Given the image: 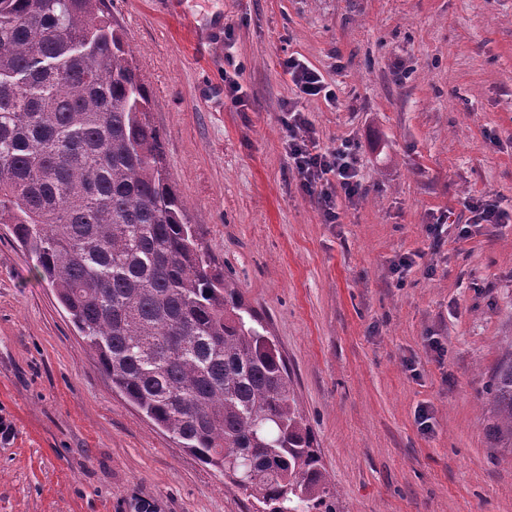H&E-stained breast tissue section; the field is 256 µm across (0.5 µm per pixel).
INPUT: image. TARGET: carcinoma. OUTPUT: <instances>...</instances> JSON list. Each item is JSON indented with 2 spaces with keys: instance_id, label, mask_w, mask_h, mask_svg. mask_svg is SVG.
<instances>
[{
  "instance_id": "obj_1",
  "label": "carcinoma",
  "mask_w": 512,
  "mask_h": 512,
  "mask_svg": "<svg viewBox=\"0 0 512 512\" xmlns=\"http://www.w3.org/2000/svg\"><path fill=\"white\" fill-rule=\"evenodd\" d=\"M103 6L0 0V224L112 386L256 512H340L286 361L190 222ZM491 404L512 446V349Z\"/></svg>"
}]
</instances>
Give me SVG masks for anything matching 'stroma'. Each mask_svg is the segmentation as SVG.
I'll return each instance as SVG.
<instances>
[{"label": "stroma", "instance_id": "obj_1", "mask_svg": "<svg viewBox=\"0 0 512 512\" xmlns=\"http://www.w3.org/2000/svg\"><path fill=\"white\" fill-rule=\"evenodd\" d=\"M104 9L191 222L278 341L342 512H512V447L488 410L512 347V0ZM291 55L334 101L298 98ZM291 107L320 148H356L363 194L337 195L335 223L289 165ZM472 198L508 222L460 237ZM0 420V512H253L113 388L7 224Z\"/></svg>", "mask_w": 512, "mask_h": 512}]
</instances>
